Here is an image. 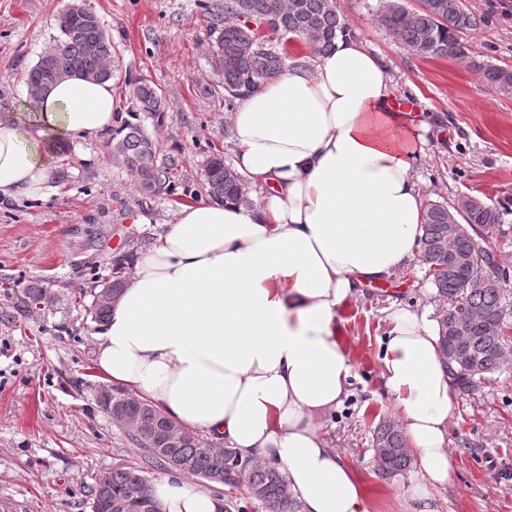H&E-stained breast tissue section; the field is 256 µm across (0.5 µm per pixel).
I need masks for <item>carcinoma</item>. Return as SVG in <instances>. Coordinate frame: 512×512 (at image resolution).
I'll return each instance as SVG.
<instances>
[{"label":"carcinoma","instance_id":"1","mask_svg":"<svg viewBox=\"0 0 512 512\" xmlns=\"http://www.w3.org/2000/svg\"><path fill=\"white\" fill-rule=\"evenodd\" d=\"M209 19L212 60L224 74V106L257 91L281 75L288 62L298 59L288 45L276 49L274 37L296 38L314 50H329L336 36L346 26L336 11L335 0H224L210 7L203 5ZM379 24L390 37L407 49L435 58L464 54L460 34L478 27L482 19L466 5L465 0H417L408 8L405 0H380ZM252 22L255 27L247 26ZM62 58L69 74L97 73L103 61L114 56V47L103 24L86 26L74 19L59 27ZM484 78L504 90L512 89V70L496 66L483 69ZM27 76L39 80L50 89L61 79L59 67L45 58L28 71ZM132 109L129 116L115 112V128L108 143L114 163L134 173L143 195L152 198L162 193L170 181L171 168L160 167L156 156L161 146L141 124L140 114L162 121L163 101L160 89L144 78H125ZM209 196L214 200L230 199L250 204L243 179L224 158L214 155L205 168ZM504 211L495 205L475 202L462 214L472 227L471 236L454 244L459 256L475 254L481 260L471 273L448 269V252L443 244L448 239V222L455 218L446 204H431L424 213L417 257L427 268L436 289V297L444 308L452 310L464 302L471 314L461 334L448 333L445 313L437 316L438 349L444 368L453 385L462 393H473L502 367L506 349L512 347V336L485 330V323L504 319V328L512 330V292L494 277L496 254L485 234L503 221ZM121 265H116L112 279L104 282L100 293L118 297L124 288ZM47 300L41 285L30 284L23 290V301L35 308ZM462 352L473 365L466 370L449 360L454 351ZM112 398V421L131 430L135 445L144 458L166 469L195 476L207 484L228 487L245 485L249 497L264 512H299L296 499L288 490L278 468L259 455L243 456L233 448L216 449L204 443L199 435L180 429L181 439L174 445L164 442L166 432L175 422L147 400L127 402L122 389ZM377 475L391 479L410 470L413 458L397 423L392 418L379 420L372 438ZM153 502L150 481L140 466H121L102 476L92 490V512H138L139 500Z\"/></svg>","mask_w":512,"mask_h":512}]
</instances>
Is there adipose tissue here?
<instances>
[{"label": "adipose tissue", "instance_id": "adipose-tissue-1", "mask_svg": "<svg viewBox=\"0 0 512 512\" xmlns=\"http://www.w3.org/2000/svg\"><path fill=\"white\" fill-rule=\"evenodd\" d=\"M392 95L383 59L346 33L240 100L228 118L234 170L254 202L176 208L134 255L95 334L102 378L185 429L271 460L301 512H369L316 420L341 403L352 371L339 308L416 258L426 140L392 111ZM115 111L111 82L76 75L49 89L28 128L0 120V201L51 196L37 142L98 140ZM430 315L393 312L384 389L411 455L444 486L455 393ZM150 493L161 512H224L223 498L179 475Z\"/></svg>", "mask_w": 512, "mask_h": 512}]
</instances>
